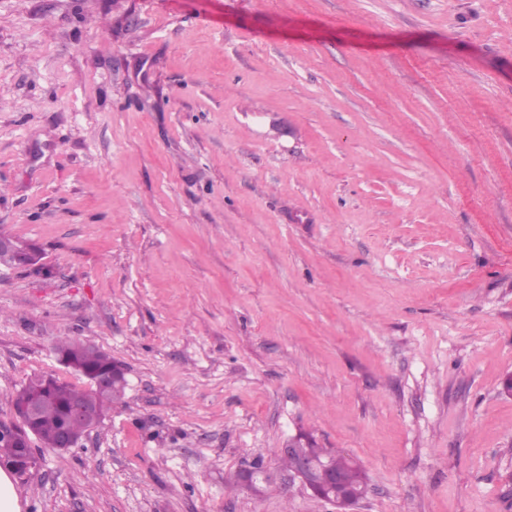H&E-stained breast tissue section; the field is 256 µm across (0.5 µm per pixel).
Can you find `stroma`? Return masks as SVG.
Here are the masks:
<instances>
[{
  "mask_svg": "<svg viewBox=\"0 0 512 512\" xmlns=\"http://www.w3.org/2000/svg\"><path fill=\"white\" fill-rule=\"evenodd\" d=\"M0 232V423L61 340L127 379L21 512H335L302 432L512 512V0H0ZM41 253L15 237L0 235V268L14 269L17 266L31 270L42 268Z\"/></svg>",
  "mask_w": 512,
  "mask_h": 512,
  "instance_id": "35a3bbf8",
  "label": "stroma"
}]
</instances>
